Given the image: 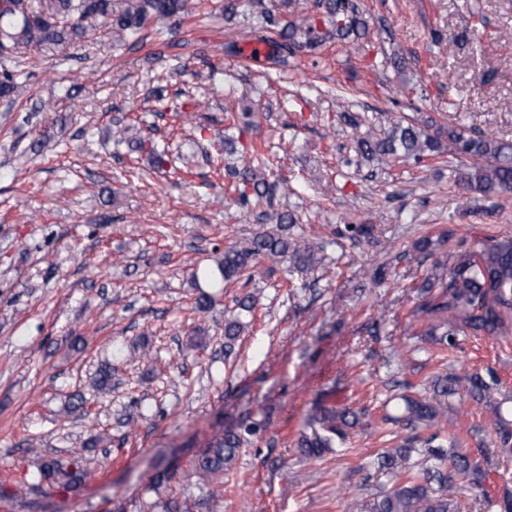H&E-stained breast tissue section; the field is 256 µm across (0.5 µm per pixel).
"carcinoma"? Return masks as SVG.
<instances>
[{
	"instance_id": "1",
	"label": "carcinoma",
	"mask_w": 512,
	"mask_h": 512,
	"mask_svg": "<svg viewBox=\"0 0 512 512\" xmlns=\"http://www.w3.org/2000/svg\"><path fill=\"white\" fill-rule=\"evenodd\" d=\"M256 10L261 27L276 35L267 59L285 63L297 51L321 57L327 44L347 41L353 45L367 35L364 10L359 0H313V13L300 22H281L282 9L292 0H247ZM189 16L188 0H0V100L13 104L19 80L29 78L28 54L60 52L79 47L97 34L109 31L132 45L142 32L169 33ZM382 133H365L356 140L355 152L366 159L402 157L422 164L426 159L448 154L469 164L452 169L455 183L468 192L491 197L512 190V142L471 133L450 123L433 119L408 122L388 120ZM135 149L148 150L152 169L170 164L169 152L136 140ZM235 179L233 204L244 212L263 205L261 223L269 228L224 247L217 271L228 283L243 277L261 257H286L292 269L315 273L324 261L325 243L295 235L294 213L275 208V199L288 190V182L276 180L260 167H225ZM339 235L360 245L375 237L373 224H346ZM433 240L423 235L413 243L412 259L425 262L434 252ZM254 296L236 299V314L224 318V347L230 349L249 325ZM415 313L424 317L420 335L441 350L455 348L460 336L504 337L512 333V240L487 247L460 249L436 260L425 270L418 285ZM466 394H460V387ZM401 392L394 413L383 422L398 427L397 445L376 454L374 467L387 475L391 486L376 493L363 505L364 512H457L458 498L473 493L474 500L495 509L512 512V490L503 487L498 497L488 487L492 470L485 465L489 455L512 459V393L504 390L497 372L487 367L460 378L452 371H438L410 395L411 384H395ZM467 397L486 413L485 425L477 432L497 439L496 448H461L446 441L448 427L456 426L459 410L452 402ZM365 406L336 405L320 400L307 415L295 445L307 459L321 460L344 443L350 432L369 426ZM265 430L262 421L244 422L215 436L208 447L192 460L193 469L206 482L229 470L239 449ZM36 453L39 464L31 488L59 485L74 489L86 476V457L73 451L68 463Z\"/></svg>"
}]
</instances>
